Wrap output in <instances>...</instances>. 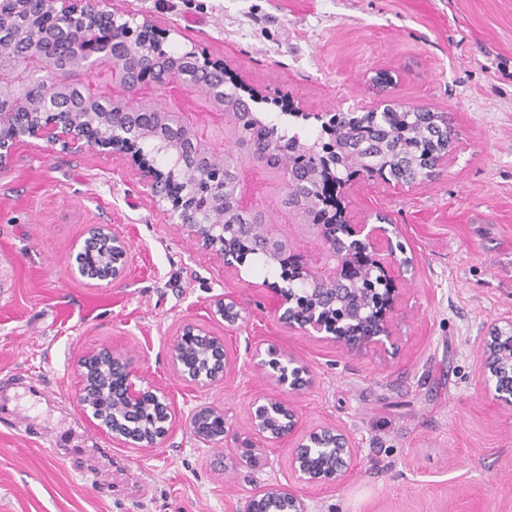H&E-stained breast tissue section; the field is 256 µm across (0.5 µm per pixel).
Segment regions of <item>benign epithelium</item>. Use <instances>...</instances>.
Returning <instances> with one entry per match:
<instances>
[{"label":"benign epithelium","mask_w":512,"mask_h":512,"mask_svg":"<svg viewBox=\"0 0 512 512\" xmlns=\"http://www.w3.org/2000/svg\"><path fill=\"white\" fill-rule=\"evenodd\" d=\"M36 25L56 43L71 19L82 25L75 31L80 63L60 51L46 53L42 45L18 35L11 51L16 56V80L0 77V167L24 138L45 140L67 148L96 147L106 153L128 155L143 187L158 202L170 205L181 226L202 242L227 268L243 266L250 255L295 265V278L275 286L273 311L279 323L292 331L330 343L353 354L397 352L394 325L400 299L398 281L411 263L401 242H393L383 224L328 226L313 221L310 207L279 178L278 171L260 159L248 144L230 132V111L224 105V64L191 54L195 72L176 63L138 66L133 56L154 58L163 43L149 34L147 24L121 21L112 11L91 0H39ZM56 83L53 99L38 90L42 73ZM100 76L93 86L86 77ZM152 141L171 147V167L156 165L143 145ZM264 169L280 190L282 208L251 204L242 193L246 172ZM217 169L222 181L234 186L238 212L256 220L260 237L253 240L248 224H236V236L251 241L239 249L229 245L222 224H199L194 215L224 208V195L199 202L198 183L185 177ZM129 243L105 224H91L78 250L69 255L68 273L95 286L123 277ZM306 285L299 300L294 281ZM212 316L234 326L244 320L243 308L232 298L213 304ZM475 386L481 393L512 407V321L490 324L477 337ZM232 356L224 337L204 326L185 321L173 337L168 364L175 374L200 388L226 377ZM249 363L262 372L273 392L248 405L251 430L268 448L286 442L288 485H270L252 495L244 512H306L304 492L320 487L341 490L353 476L357 456L351 437L334 424L303 430L296 407L281 393H298L312 385L309 368L291 354L255 349ZM79 377L77 400L85 417L112 441L125 448L162 445L174 430L171 399L146 381L132 358L108 348L84 352L75 362ZM190 431L201 442L224 439V409L207 403L191 413Z\"/></svg>","instance_id":"7a95c632"}]
</instances>
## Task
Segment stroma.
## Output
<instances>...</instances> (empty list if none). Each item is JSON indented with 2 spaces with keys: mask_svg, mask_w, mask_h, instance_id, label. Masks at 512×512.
Listing matches in <instances>:
<instances>
[{
  "mask_svg": "<svg viewBox=\"0 0 512 512\" xmlns=\"http://www.w3.org/2000/svg\"><path fill=\"white\" fill-rule=\"evenodd\" d=\"M149 23L165 46L223 62L227 90L279 130L317 136L316 113L387 104L450 113L459 132L447 172L401 185L353 178L351 220L398 226L412 265L400 280V353L350 354L288 330L273 314L278 265L239 271L179 228L129 161L30 139L0 167V512H242L260 487L288 481V449L252 440L247 406L271 386L248 352L275 347L310 369L293 395L302 428L342 426L358 450L347 487L310 488L307 512H512V408L474 389L475 338L512 320V0H104ZM131 251L123 278L95 288L67 272L89 225ZM230 297L235 326L209 309ZM224 336L233 363L218 385L177 377L168 348L185 321ZM131 356L174 400L161 447L125 448L76 399L75 360ZM203 403L227 433L198 442L185 425ZM58 452H51L49 442Z\"/></svg>",
  "mask_w": 512,
  "mask_h": 512,
  "instance_id": "1",
  "label": "stroma"
}]
</instances>
